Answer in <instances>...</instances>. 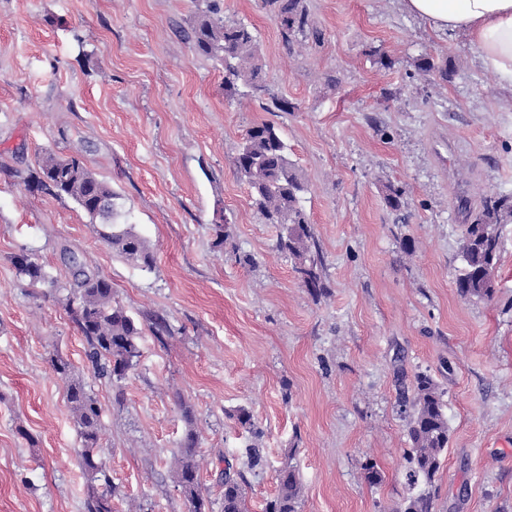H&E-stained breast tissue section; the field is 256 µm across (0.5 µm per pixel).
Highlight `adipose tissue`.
<instances>
[{
	"mask_svg": "<svg viewBox=\"0 0 512 512\" xmlns=\"http://www.w3.org/2000/svg\"><path fill=\"white\" fill-rule=\"evenodd\" d=\"M400 5L438 32L464 36L479 63L512 88V0H400Z\"/></svg>",
	"mask_w": 512,
	"mask_h": 512,
	"instance_id": "ef3b65f1",
	"label": "adipose tissue"
}]
</instances>
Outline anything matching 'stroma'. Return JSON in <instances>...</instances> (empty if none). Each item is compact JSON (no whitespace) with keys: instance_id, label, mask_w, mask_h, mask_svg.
I'll return each instance as SVG.
<instances>
[{"instance_id":"35a3bbf8","label":"stroma","mask_w":512,"mask_h":512,"mask_svg":"<svg viewBox=\"0 0 512 512\" xmlns=\"http://www.w3.org/2000/svg\"><path fill=\"white\" fill-rule=\"evenodd\" d=\"M221 6L257 36L256 96L226 99L221 68L192 50L191 0H0V512H85L71 379L102 408L112 512H187L173 454L190 429L212 512L228 464L247 512H264L288 457L300 512H392L410 494L401 402L420 373L451 432L432 512H512V223L498 229L493 297L455 286L467 225L512 194V90L466 38L399 0H307L310 30L288 42L262 0ZM275 98L287 111H270ZM262 121L307 187L318 295L278 247L286 226L264 223L235 171ZM82 144L152 267L102 242L72 199L26 186L42 152ZM67 251L111 280L142 329L122 380L94 377L63 304ZM23 252L50 281L17 273ZM240 408L259 438L232 419Z\"/></svg>"}]
</instances>
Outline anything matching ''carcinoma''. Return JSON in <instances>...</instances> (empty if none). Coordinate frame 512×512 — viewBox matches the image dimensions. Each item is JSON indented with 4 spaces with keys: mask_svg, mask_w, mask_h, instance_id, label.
<instances>
[{
    "mask_svg": "<svg viewBox=\"0 0 512 512\" xmlns=\"http://www.w3.org/2000/svg\"><path fill=\"white\" fill-rule=\"evenodd\" d=\"M194 11L186 39L195 53L215 61L224 71V95L228 98L252 96L260 90L258 78L262 60L257 55V39L253 30L239 22L228 24L221 15L217 0H192ZM267 11L278 20L284 41L309 26L304 0H263ZM238 177L251 192L253 205L268 224H285L288 236L279 240V248L288 251L297 261L303 283L314 293L323 289L319 273L320 259L309 246L312 231L303 206L305 186L288 158V146L278 130L266 122L250 127L235 158ZM31 184L55 198L74 200L91 219L100 220V238L126 259L146 266L154 257L146 241L126 224L116 222L120 195L99 178L83 161L81 154L58 157L43 153ZM112 201L109 208L98 205L99 198ZM512 221V195L485 200L475 220L467 225L462 244L463 268L457 277L458 292L478 300L490 299L495 292L499 236L496 227ZM72 270L74 286L65 298V307L73 316L88 344L87 357L95 376L110 382L122 379L139 361L138 339L142 330L122 306L112 301V283L105 276L88 269L74 253L65 254ZM18 272L34 283L49 279L44 267L27 254L14 256ZM412 411L407 415V449L411 486L429 487L448 449L450 430L444 402L437 384L426 375L415 379ZM79 428L83 449L80 465L88 477L86 512H112L108 492L110 479L98 455L102 430V410L97 399L80 381L67 387ZM198 434L188 429L176 455V483L181 488L188 512H209L211 501L204 494L198 479L196 460ZM287 457L279 470L277 494L266 502L264 512H299L302 483ZM104 482L99 490L96 482ZM224 486L223 512H246L243 476L226 464L222 472ZM393 512H431L430 492L423 491L398 504Z\"/></svg>",
    "mask_w": 512,
    "mask_h": 512,
    "instance_id": "carcinoma-1",
    "label": "carcinoma"
}]
</instances>
